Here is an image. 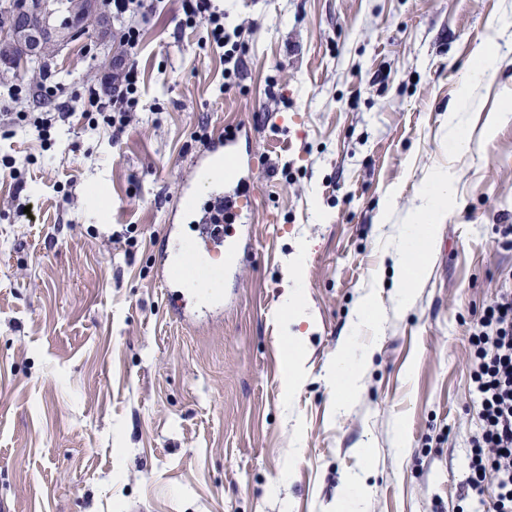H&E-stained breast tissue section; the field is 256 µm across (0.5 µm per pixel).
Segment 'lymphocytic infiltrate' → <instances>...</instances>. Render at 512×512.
Returning <instances> with one entry per match:
<instances>
[{
	"label": "lymphocytic infiltrate",
	"instance_id": "lymphocytic-infiltrate-1",
	"mask_svg": "<svg viewBox=\"0 0 512 512\" xmlns=\"http://www.w3.org/2000/svg\"><path fill=\"white\" fill-rule=\"evenodd\" d=\"M112 28L126 53L112 66V108L91 118L92 126L120 129L139 105L136 56L140 31L134 23L145 0H108ZM185 21L203 25L207 37L224 49V75L242 65L241 31L224 26L212 0H181ZM470 379L476 396L478 427L469 439L465 487L489 497L491 512H512V287L501 288L485 306L470 336Z\"/></svg>",
	"mask_w": 512,
	"mask_h": 512
}]
</instances>
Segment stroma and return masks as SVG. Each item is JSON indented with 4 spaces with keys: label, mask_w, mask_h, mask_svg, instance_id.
Segmentation results:
<instances>
[{
    "label": "stroma",
    "mask_w": 512,
    "mask_h": 512,
    "mask_svg": "<svg viewBox=\"0 0 512 512\" xmlns=\"http://www.w3.org/2000/svg\"><path fill=\"white\" fill-rule=\"evenodd\" d=\"M223 8L242 75L161 0L121 134L86 119L122 52L104 0L48 58L69 119L42 138L5 115L45 104L0 96V512H474L469 340L512 285V119L484 133L512 109V0ZM487 45L499 62L474 71ZM230 130L262 168L252 222L224 229L219 297L177 303L154 254L196 240L188 172ZM440 172L453 203L405 302L391 257ZM288 289L306 321L281 320ZM366 295L380 324L354 315Z\"/></svg>",
    "instance_id": "1"
}]
</instances>
